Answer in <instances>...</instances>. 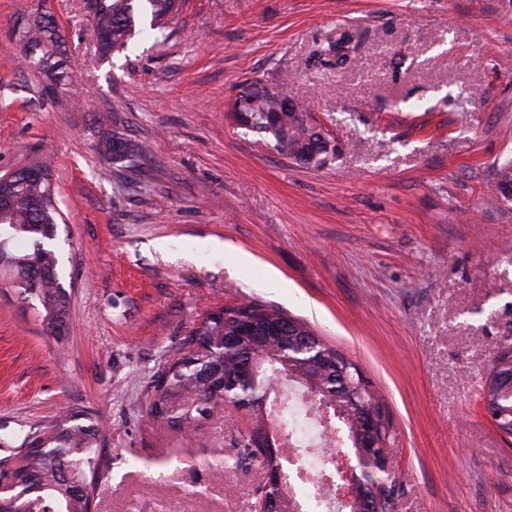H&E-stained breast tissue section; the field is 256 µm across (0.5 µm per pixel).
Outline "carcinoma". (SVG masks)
Wrapping results in <instances>:
<instances>
[{
    "label": "carcinoma",
    "instance_id": "1",
    "mask_svg": "<svg viewBox=\"0 0 512 512\" xmlns=\"http://www.w3.org/2000/svg\"><path fill=\"white\" fill-rule=\"evenodd\" d=\"M175 12L174 0H103L96 19L97 46L101 56L127 48L135 36L136 20L150 18L155 29L167 27ZM23 38L34 48H60V35L53 19L41 18L28 28ZM350 37L341 35L320 51L325 66L342 68L348 60ZM288 93L274 90L260 81L252 82L236 97L233 116L237 123L274 143L275 149L303 163L322 165L329 151L318 147L315 128L305 116L298 118L292 112L301 109L286 108ZM104 153L114 161L146 159L149 149L119 132L112 133ZM13 206L0 212V255L7 257L11 274L8 285L19 293L33 297L39 304V315L47 330L64 328L70 303L60 273V254L54 244L59 212L58 204L43 210L31 206L44 187L28 179L19 168L11 181ZM248 320L259 329L279 325L298 338H310L309 355L325 353L335 358V365L346 371L349 383L355 389L361 410L369 412L375 420V436L380 448H366L364 452L379 459L384 446L392 442L394 423L376 400L372 383L363 372L340 351L320 339L307 323L291 318L275 309L258 303H244L214 310L201 325L200 345L194 346L195 336L185 341V350L167 359L151 377L145 399V412L154 426L178 429H197L208 420L217 406L225 403L229 394L238 403L249 408L253 430L262 427L265 387L254 386L239 361L221 356L224 335L235 331ZM281 339L257 345L253 352L264 360L263 370L270 377L277 372L302 369L304 364L290 361L284 365L275 357V348ZM498 367H493L483 387L481 400L493 411L499 429L512 435V391L501 384ZM343 406L351 401L344 395L342 384L327 381L314 393V400ZM103 429L99 421L84 409H73L55 418L42 429L25 434L15 446L19 459L14 464L0 459V480L5 490L0 495L5 512H91L93 487L103 467ZM237 461H249L263 468L273 461L257 454L250 440L238 442ZM364 491L371 498L376 512H395V487L392 481L375 477L364 479Z\"/></svg>",
    "mask_w": 512,
    "mask_h": 512
}]
</instances>
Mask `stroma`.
I'll use <instances>...</instances> for the list:
<instances>
[{"instance_id":"35a3bbf8","label":"stroma","mask_w":512,"mask_h":512,"mask_svg":"<svg viewBox=\"0 0 512 512\" xmlns=\"http://www.w3.org/2000/svg\"><path fill=\"white\" fill-rule=\"evenodd\" d=\"M50 13L59 83L24 62L23 30ZM139 27L104 60L86 0H0V175L51 156L74 285L57 337L0 287V438L80 407L112 460L95 512H250L249 417L159 431L144 401L208 312L255 301L371 380L396 512H512V444L479 401L512 347V202L490 198L512 160V0H184L166 31ZM345 32L348 65L325 68ZM255 80L288 89L338 156L303 165L238 125L225 104ZM116 130L148 159L105 161Z\"/></svg>"}]
</instances>
